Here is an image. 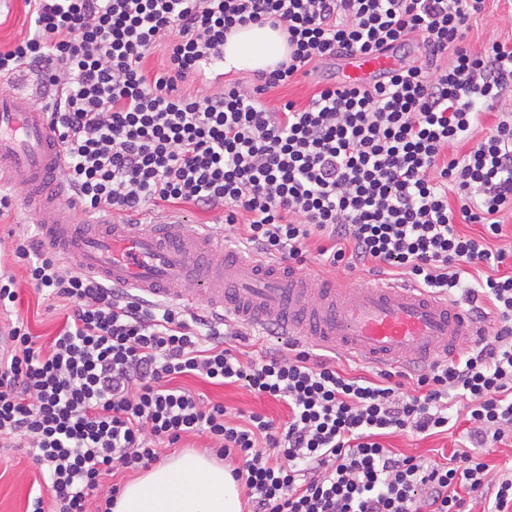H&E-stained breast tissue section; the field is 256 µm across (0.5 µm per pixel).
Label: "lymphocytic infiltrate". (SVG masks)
<instances>
[{"mask_svg":"<svg viewBox=\"0 0 512 512\" xmlns=\"http://www.w3.org/2000/svg\"><path fill=\"white\" fill-rule=\"evenodd\" d=\"M24 2L34 32L0 50V77L40 75L61 176L84 211L220 209L242 253L299 265L312 256L459 292L480 326L452 357L370 378L295 341L246 362L247 326L113 287L41 240L16 245L0 253V311L19 298L12 256L64 309L48 346L24 319L4 329L0 440L26 437L46 485L29 512H112L121 486L99 493L102 475L149 468L189 435L206 437L217 458L240 457L232 475L248 512H468L481 499L485 512H512V474L491 477L484 460L512 440V249L492 244L512 206V122L484 125L512 88V44L461 46L487 0ZM249 24L284 28L287 62L251 88L229 79L184 89ZM413 41L420 63L385 82L329 84L302 107L262 100L325 61ZM161 44L165 65L149 73ZM480 128L476 148L449 156ZM464 224L486 233H462ZM184 376L240 384L285 404L288 419L236 422L179 386ZM452 396L464 402L467 447L422 459L385 446L395 433L447 431Z\"/></svg>","mask_w":512,"mask_h":512,"instance_id":"f902f5d3","label":"lymphocytic infiltrate"}]
</instances>
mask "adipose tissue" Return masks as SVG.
Masks as SVG:
<instances>
[{"label":"adipose tissue","instance_id":"ef3b65f1","mask_svg":"<svg viewBox=\"0 0 512 512\" xmlns=\"http://www.w3.org/2000/svg\"><path fill=\"white\" fill-rule=\"evenodd\" d=\"M288 58L287 35L268 25L233 29L224 43L225 70L272 71ZM114 512H241L230 465L182 453L122 489Z\"/></svg>","mask_w":512,"mask_h":512}]
</instances>
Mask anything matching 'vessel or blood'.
<instances>
[{"label": "vessel or blood", "mask_w": 512, "mask_h": 512, "mask_svg": "<svg viewBox=\"0 0 512 512\" xmlns=\"http://www.w3.org/2000/svg\"><path fill=\"white\" fill-rule=\"evenodd\" d=\"M396 51L344 58V82L368 85L398 68ZM63 153L34 95L0 89V185L23 192L50 248L113 286L210 310L246 326L280 320L286 335L382 368L425 365L457 352L475 326L459 305L422 289L367 283L342 288L225 250L209 233L171 217L76 223L59 181Z\"/></svg>", "instance_id": "b4317fda"}]
</instances>
